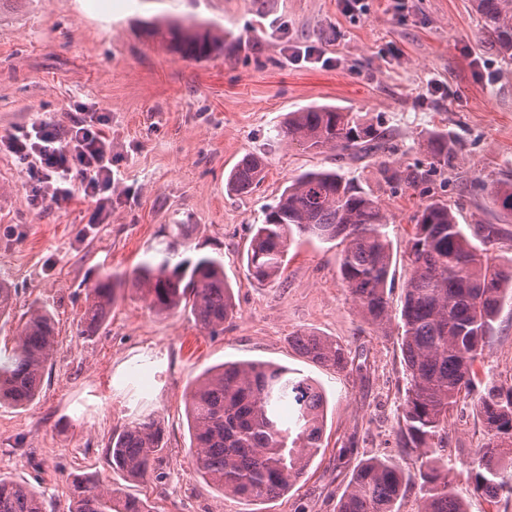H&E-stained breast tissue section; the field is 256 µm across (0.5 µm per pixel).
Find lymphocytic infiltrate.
Returning <instances> with one entry per match:
<instances>
[{"label": "lymphocytic infiltrate", "mask_w": 512, "mask_h": 512, "mask_svg": "<svg viewBox=\"0 0 512 512\" xmlns=\"http://www.w3.org/2000/svg\"><path fill=\"white\" fill-rule=\"evenodd\" d=\"M100 122V116L92 114L74 120L63 134L45 122L37 133L12 135L7 144L29 175L46 183L50 200H69L78 190L98 196L113 183L111 144L100 131Z\"/></svg>", "instance_id": "obj_1"}]
</instances>
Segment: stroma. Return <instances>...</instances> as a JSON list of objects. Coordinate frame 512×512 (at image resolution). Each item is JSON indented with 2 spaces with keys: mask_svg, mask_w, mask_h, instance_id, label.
<instances>
[{
  "mask_svg": "<svg viewBox=\"0 0 512 512\" xmlns=\"http://www.w3.org/2000/svg\"><path fill=\"white\" fill-rule=\"evenodd\" d=\"M0 0V138L51 122L66 129L77 107L104 118L115 183L105 201L75 192L62 204L0 149V282L15 288L0 319V352L14 347L19 319L44 308L59 346L37 401L0 408V475L41 492L62 512L72 481L121 488L152 512H336L354 468L379 457L415 467L402 445L406 378L398 341L407 240L415 211L447 200L463 224H499L497 253L512 258V213L493 190L512 185V59L484 43L472 0ZM169 13L224 28L221 49L192 61L172 53L152 20ZM331 105L385 132L395 166L422 171L414 185L380 181L373 159L336 163L278 134L289 112ZM448 137L451 164L430 167L429 140ZM266 159L248 195L226 189L245 154ZM340 167L387 214L392 243L391 319L364 322L341 281L340 247L301 240L278 283L247 279L249 227L261 223L301 172ZM189 227L188 256H224L236 314L212 337L189 312L155 315L131 290L99 336L78 323L85 293L106 272L151 258L165 228ZM312 331L344 344L355 369L301 357L292 336ZM260 360L320 386L327 399L325 448L288 495L253 503L224 495L195 471L184 394L205 369ZM436 451L470 512H512V501L474 494L469 466L488 434L476 408L492 385H512V299L489 352ZM165 429L162 479L132 481L113 469L115 430L143 413Z\"/></svg>",
  "mask_w": 512,
  "mask_h": 512,
  "instance_id": "35a3bbf8",
  "label": "stroma"
}]
</instances>
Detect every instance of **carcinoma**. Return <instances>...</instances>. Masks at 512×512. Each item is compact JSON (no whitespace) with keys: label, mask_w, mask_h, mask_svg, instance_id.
Listing matches in <instances>:
<instances>
[{"label":"carcinoma","mask_w":512,"mask_h":512,"mask_svg":"<svg viewBox=\"0 0 512 512\" xmlns=\"http://www.w3.org/2000/svg\"><path fill=\"white\" fill-rule=\"evenodd\" d=\"M486 43L512 56V0H474ZM220 28L215 23L168 22V45L181 57L211 56ZM278 135L314 154L336 152L362 158L383 149V134L356 112L315 106L288 113ZM432 164L451 162L448 136L431 140ZM376 163L387 181L413 182L412 172ZM265 159L248 153L230 171L227 188L247 195L264 180ZM389 219L378 201L335 169L309 170L290 181L277 201L252 225L246 275L274 284L285 271L295 237L341 240V280L357 313L379 328L390 320L387 285L393 262ZM186 225L175 224L158 250L129 275L103 274L86 294L79 335H97L124 287L139 293L159 314L184 307L211 335L224 331L236 313L224 258L203 254L182 258ZM503 236L498 224H461L448 202L437 199L413 216L408 240L411 273L400 311V348L407 387L399 421L404 444L417 451L415 471L386 459H370L352 473L337 512H395L407 486L416 487L421 512H468L448 464L434 456L448 421L468 393L475 366L485 355L494 323L512 294V259L492 261ZM54 316L35 308L22 322L12 351L0 360V405L24 408L37 398L58 346ZM309 362L345 370L353 364L346 347L304 331L292 338ZM326 396L308 378L261 361L226 362L205 370L188 395L190 453L196 472L225 495L264 502L279 498L303 477L324 448ZM477 413L489 440L469 469L473 492L486 499L512 498V386L490 387ZM166 442L157 419L136 418L112 436V464L129 477L158 471ZM0 512H46L30 485L0 475ZM63 512H150L144 502L87 478L72 482Z\"/></svg>","instance_id":"obj_1"}]
</instances>
